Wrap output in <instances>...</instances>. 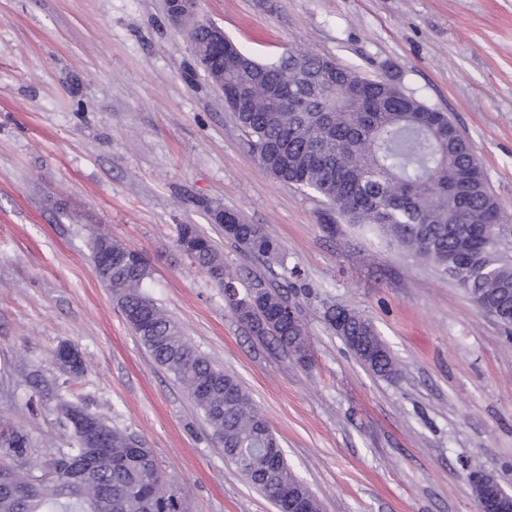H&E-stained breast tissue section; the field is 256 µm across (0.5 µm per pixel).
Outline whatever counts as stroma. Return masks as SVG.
Instances as JSON below:
<instances>
[{
  "mask_svg": "<svg viewBox=\"0 0 512 512\" xmlns=\"http://www.w3.org/2000/svg\"><path fill=\"white\" fill-rule=\"evenodd\" d=\"M197 18L257 60L305 50L447 113L512 215V0H199ZM211 207L263 225L282 262L245 253ZM181 224L240 284L288 290L309 363L226 309ZM99 234L143 254L151 295L240 381L323 512H476L473 471L512 492V334L431 262L264 173L165 0H0V429L51 458L56 403L73 402L155 448L193 512H275L98 281ZM333 305L373 323L397 376L359 363ZM65 342L84 360L73 384L52 357Z\"/></svg>",
  "mask_w": 512,
  "mask_h": 512,
  "instance_id": "obj_1",
  "label": "stroma"
}]
</instances>
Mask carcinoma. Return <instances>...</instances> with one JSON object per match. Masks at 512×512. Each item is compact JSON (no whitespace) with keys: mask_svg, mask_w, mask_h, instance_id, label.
<instances>
[{"mask_svg":"<svg viewBox=\"0 0 512 512\" xmlns=\"http://www.w3.org/2000/svg\"><path fill=\"white\" fill-rule=\"evenodd\" d=\"M237 97L243 109L234 117L263 171L287 186L314 191L349 223L367 224L434 263L484 313L512 330V255L501 236L505 214L487 190L472 145L448 114L390 80L368 79L327 57L290 50L279 60L259 62L228 41L224 98ZM226 223L224 234L246 253L264 261L281 254V244L263 227L231 215ZM177 244L210 275H223L214 283L239 322L266 321L261 337H272L300 362L308 359L303 324L271 319L288 293L269 288L263 304L242 310L234 296L243 300L262 282L239 288L221 252L195 224L177 225ZM91 249L94 267L112 268L100 283L132 332L187 391L247 482L277 512H288L290 490L304 498L309 512H320L314 493L279 447L276 478L264 481L268 460L258 447L277 443L267 420L238 381L199 352L148 294L146 259L118 242L105 246L99 235ZM345 320L349 327L337 335L364 336L376 350L359 357L364 368L394 377L397 364L372 323L354 314ZM57 411L68 429V447L44 461L33 458V438L25 428L0 431V512H190L164 478L154 449L78 404L61 402ZM83 414L98 423L105 447H98L99 435L79 427Z\"/></svg>","mask_w":512,"mask_h":512,"instance_id":"1","label":"carcinoma"}]
</instances>
